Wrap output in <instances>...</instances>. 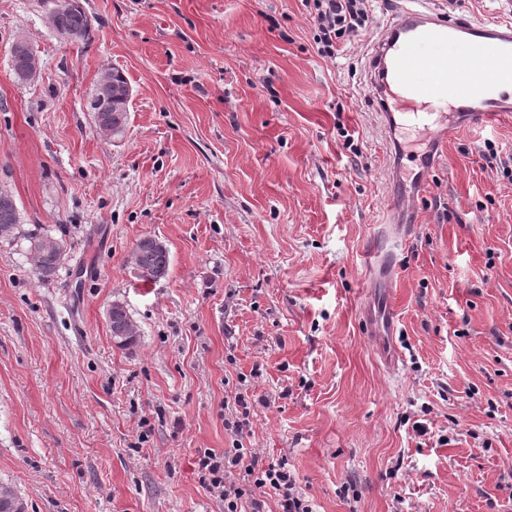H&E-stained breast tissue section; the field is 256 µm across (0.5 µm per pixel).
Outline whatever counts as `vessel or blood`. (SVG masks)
I'll use <instances>...</instances> for the list:
<instances>
[{
    "label": "vessel or blood",
    "mask_w": 512,
    "mask_h": 512,
    "mask_svg": "<svg viewBox=\"0 0 512 512\" xmlns=\"http://www.w3.org/2000/svg\"><path fill=\"white\" fill-rule=\"evenodd\" d=\"M392 19L367 53V84L377 128L394 141L399 122L447 104L456 123L482 128L512 117V102L498 88L512 83V18L485 21L436 12L431 0H394ZM436 165L435 151L418 155L414 188L392 193L388 219L410 234L408 216L417 188Z\"/></svg>",
    "instance_id": "b4317fda"
}]
</instances>
